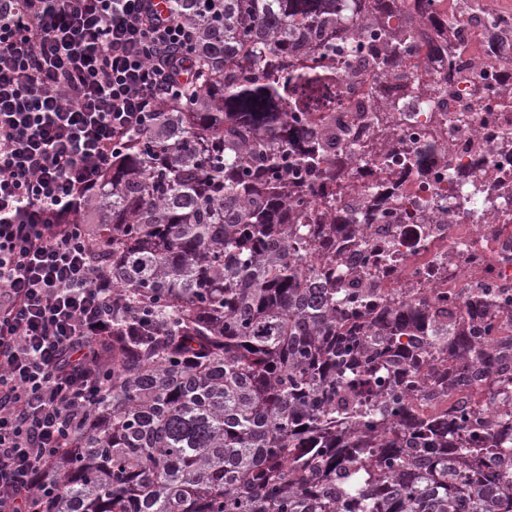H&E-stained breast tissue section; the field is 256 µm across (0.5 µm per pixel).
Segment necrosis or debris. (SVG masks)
Returning <instances> with one entry per match:
<instances>
[{
    "label": "necrosis or debris",
    "instance_id": "1",
    "mask_svg": "<svg viewBox=\"0 0 512 512\" xmlns=\"http://www.w3.org/2000/svg\"><path fill=\"white\" fill-rule=\"evenodd\" d=\"M486 10L466 11L461 0H446L448 30L443 53L430 55L425 20L398 4L382 20L377 0H363L366 26L337 33V45L354 46L379 35L401 43L405 70L380 71L375 81L339 77L328 94L339 123L357 127L365 112L397 102L402 110L375 138L370 152L348 140L325 155L344 159L346 174L336 186V206L360 214L352 232L336 236V268L350 271L361 249H384L389 257L372 270L378 287L393 299L421 307L443 301L455 324H470L464 299L470 289L512 296V108H500L502 81L512 72V55L501 43L512 40V18L497 0ZM460 52L465 73L450 94L437 87L448 70V55ZM375 179H398L394 198L374 205L368 184L357 180L360 165ZM447 372L448 384L433 390L430 406L445 409L483 391L487 380L471 365L447 369L426 351L421 372Z\"/></svg>",
    "mask_w": 512,
    "mask_h": 512
}]
</instances>
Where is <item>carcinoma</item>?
<instances>
[{
  "label": "carcinoma",
  "mask_w": 512,
  "mask_h": 512,
  "mask_svg": "<svg viewBox=\"0 0 512 512\" xmlns=\"http://www.w3.org/2000/svg\"><path fill=\"white\" fill-rule=\"evenodd\" d=\"M361 2L175 0L197 34L191 88L82 203L112 295L165 335L112 323L111 389L35 512H512V418L488 433L477 403L417 399L433 348L511 400L512 339L494 353L398 307L329 250L353 216L333 210L344 170L322 157L345 135L320 101ZM414 10L448 28L441 0ZM359 52L352 79L402 64L376 36ZM489 299L467 302L488 340Z\"/></svg>",
  "instance_id": "1"
}]
</instances>
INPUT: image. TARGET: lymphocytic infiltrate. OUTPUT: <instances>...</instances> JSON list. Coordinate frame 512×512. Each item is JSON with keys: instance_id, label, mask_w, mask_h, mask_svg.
Instances as JSON below:
<instances>
[{"instance_id": "lymphocytic-infiltrate-1", "label": "lymphocytic infiltrate", "mask_w": 512, "mask_h": 512, "mask_svg": "<svg viewBox=\"0 0 512 512\" xmlns=\"http://www.w3.org/2000/svg\"><path fill=\"white\" fill-rule=\"evenodd\" d=\"M195 43L172 0H0V512H30L106 390L93 363L120 310L76 220L182 97Z\"/></svg>"}]
</instances>
